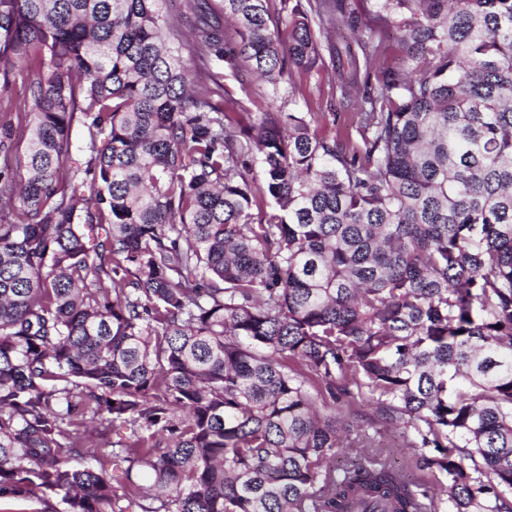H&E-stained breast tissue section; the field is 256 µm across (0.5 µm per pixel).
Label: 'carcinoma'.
<instances>
[{
  "instance_id": "1",
  "label": "carcinoma",
  "mask_w": 512,
  "mask_h": 512,
  "mask_svg": "<svg viewBox=\"0 0 512 512\" xmlns=\"http://www.w3.org/2000/svg\"><path fill=\"white\" fill-rule=\"evenodd\" d=\"M165 2L0 0V512H512V0ZM335 77L331 65L321 71H313L311 73L295 72L293 73V80L296 86L295 106H289L297 110L306 111L305 102L311 107L317 108L319 101L322 104L325 112H336V125L333 122V116H328V120L323 123V132L331 134L335 131L342 130L346 124L350 122L349 112H356L353 104L341 103L339 98L336 97L332 111L329 110V102H327V95L330 85L333 83ZM334 108V110H333ZM247 80L248 85H245V89H242V85L233 75L227 71L224 72V88L235 98L243 100L246 106L255 112L256 107L251 104L249 99L254 101L259 107H265L270 103V88L254 75L247 76ZM381 432L384 448H374L376 452H381L388 460L395 462L412 481L430 486V491L439 504L438 512H448L446 496L441 492L447 485L446 476L439 472L432 474L427 469L422 470L420 451L406 448L404 440L407 430L402 424H386Z\"/></svg>"
}]
</instances>
